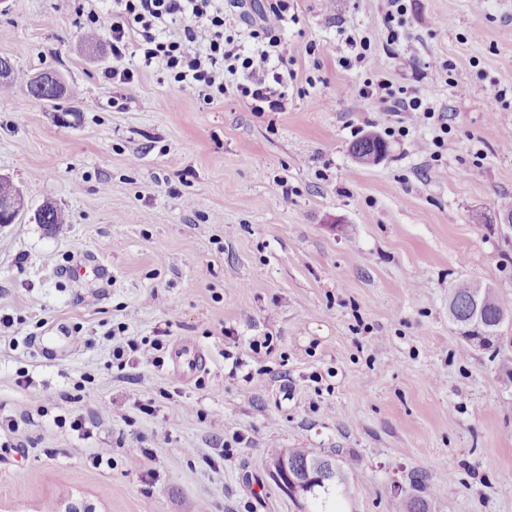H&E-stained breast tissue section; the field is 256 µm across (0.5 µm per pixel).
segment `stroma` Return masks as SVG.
I'll use <instances>...</instances> for the list:
<instances>
[{
  "label": "stroma",
  "instance_id": "35a3bbf8",
  "mask_svg": "<svg viewBox=\"0 0 512 512\" xmlns=\"http://www.w3.org/2000/svg\"><path fill=\"white\" fill-rule=\"evenodd\" d=\"M288 3L295 79L284 111L254 112L156 69L112 83L107 40L73 50L74 0H7L0 57L20 82L0 99V174L25 208L0 228V419L19 425L0 512H302L270 442L346 465L344 512H407L417 472L429 512H512V388L448 319L456 280L512 295V0H406L392 46L383 0ZM45 69L82 103L29 97ZM379 77L444 113L439 161L414 147L433 128L395 135L405 113L350 97ZM367 134L388 143L370 165L351 153ZM47 202L69 223H37ZM84 255L111 279L58 278ZM164 327L160 366L113 363V337ZM184 340L208 359L187 377Z\"/></svg>",
  "mask_w": 512,
  "mask_h": 512
}]
</instances>
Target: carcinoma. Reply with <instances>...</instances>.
Listing matches in <instances>:
<instances>
[{
    "label": "carcinoma",
    "instance_id": "carcinoma-1",
    "mask_svg": "<svg viewBox=\"0 0 512 512\" xmlns=\"http://www.w3.org/2000/svg\"><path fill=\"white\" fill-rule=\"evenodd\" d=\"M386 148L380 138L367 135L352 147L355 158L363 164L376 162L379 151ZM448 319L464 340L460 353L473 348L501 351L505 332L512 330V296H507L488 284L459 280L448 291ZM267 456L279 463L288 462V470L302 482L305 498L314 507L309 512H342L339 501L328 504L330 489L344 484L342 466L331 457L314 454L304 448L269 450Z\"/></svg>",
    "mask_w": 512,
    "mask_h": 512
}]
</instances>
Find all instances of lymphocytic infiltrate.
<instances>
[{
    "mask_svg": "<svg viewBox=\"0 0 512 512\" xmlns=\"http://www.w3.org/2000/svg\"><path fill=\"white\" fill-rule=\"evenodd\" d=\"M109 25L112 68L106 79L132 83L140 69L154 67L166 73L181 90L202 97L206 103L236 89L251 111L280 112L285 108L287 75L273 63H288L292 47L275 27L288 10V0H265L260 24H248V35L257 47L242 54L224 26V0H114ZM246 73L247 83L237 82ZM359 100L391 103L393 111L407 113L413 124L436 121L432 107L413 93L396 95L388 78L351 89Z\"/></svg>",
    "mask_w": 512,
    "mask_h": 512,
    "instance_id": "obj_1",
    "label": "lymphocytic infiltrate"
}]
</instances>
